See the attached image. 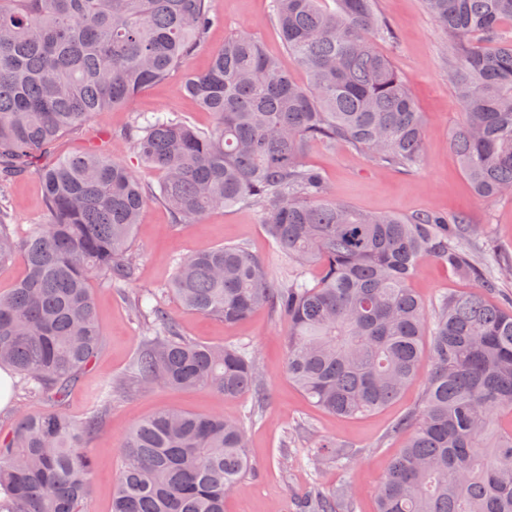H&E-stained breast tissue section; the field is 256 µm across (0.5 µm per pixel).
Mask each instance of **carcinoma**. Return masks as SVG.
<instances>
[{
  "mask_svg": "<svg viewBox=\"0 0 512 512\" xmlns=\"http://www.w3.org/2000/svg\"><path fill=\"white\" fill-rule=\"evenodd\" d=\"M273 0L288 54L307 74L296 82L255 37L224 38L206 71L182 89L215 117L199 130L178 117L135 119L121 134L141 162L163 174L159 199L177 223L255 205L288 277L220 245L176 261L168 286L182 307L226 324L267 307L288 322L286 369L317 407L354 419L397 400L431 371L419 407L392 426L407 442L390 460L375 512H512V306L485 294L512 256L482 269L463 241L467 218L438 211L402 217L339 201L303 162L309 143L344 142L377 165L412 173L422 161L425 120L407 82L376 45L391 38L374 0ZM452 40L448 81L465 120L452 147L473 192L512 195V0H424ZM215 19L208 0H0V188L39 177L48 221L16 234L0 215V267L23 274L0 295V365L27 390L59 402L102 346L92 281L125 296L146 190L101 146L45 167L56 140L184 65ZM441 263L476 281L443 296L434 315L411 288L419 266ZM319 268L307 280L311 265ZM121 380L96 388L80 421L52 408L24 414L0 436V512H82L92 491L87 448L113 394L130 380L226 398H262L255 355L244 344L212 346L179 334L157 304ZM322 440L308 455L352 464ZM112 512H224L252 470L243 421L161 408L122 444ZM355 491L314 487L302 512H352Z\"/></svg>",
  "mask_w": 512,
  "mask_h": 512,
  "instance_id": "cac0c4a2",
  "label": "carcinoma"
}]
</instances>
